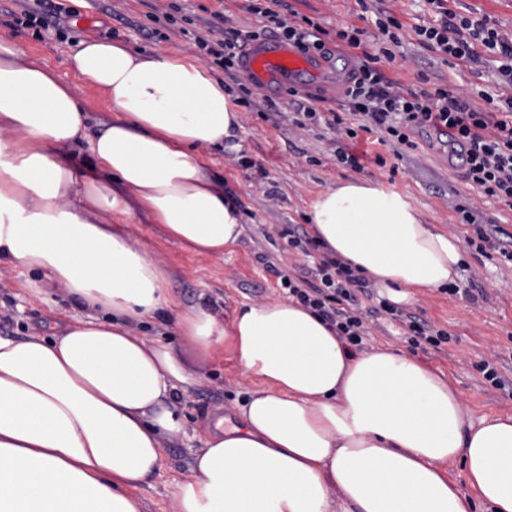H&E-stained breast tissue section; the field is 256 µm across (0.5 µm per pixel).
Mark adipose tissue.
Returning <instances> with one entry per match:
<instances>
[{
    "label": "adipose tissue",
    "instance_id": "obj_1",
    "mask_svg": "<svg viewBox=\"0 0 512 512\" xmlns=\"http://www.w3.org/2000/svg\"><path fill=\"white\" fill-rule=\"evenodd\" d=\"M68 62L111 120L92 122L40 60L0 44V264L38 269L96 311L48 336H0V512H142L133 490L182 429L176 398L220 348L256 386L206 432L175 512H472L448 474L457 461L493 512H512V416L470 421L421 362L351 353L296 302L246 304L224 325L174 312L166 270L128 226L145 215L204 255L238 245L239 207L204 153L237 137L240 113L222 80L170 51L82 40ZM309 220L395 297L458 276V238L393 187L341 182ZM170 314L183 354L129 329Z\"/></svg>",
    "mask_w": 512,
    "mask_h": 512
}]
</instances>
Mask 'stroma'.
<instances>
[{"mask_svg":"<svg viewBox=\"0 0 512 512\" xmlns=\"http://www.w3.org/2000/svg\"><path fill=\"white\" fill-rule=\"evenodd\" d=\"M300 17L310 19L323 31L328 50H336L338 31L348 26L364 29L365 43L376 32L373 20L364 16L374 9L375 0H288ZM245 0H71L74 10L65 34L54 28L55 17L48 5L36 0H0V41L18 49L21 57L36 58L51 68L57 79L73 88L77 98L94 120H104L110 108L106 99L85 85L71 70L68 56L82 40H113L137 49H166L187 60L200 63L222 79L239 100L242 128L231 146L207 151L211 170L224 180V190L239 204L244 234L233 250L221 256L198 254L180 241L169 238L159 225L137 216L129 232L133 244L169 271L166 288L178 310L197 306L209 308L219 321H229L242 305L283 299L277 279L260 261L269 255L282 268L302 272L311 258L280 252L270 236L274 225L297 224L308 227L311 202L322 191L360 173L334 157L332 134L322 126L298 128L283 121L269 107V101L245 91L242 74L227 76L212 58L199 51L196 38H211L214 12H223L227 27L262 32L259 18L244 8ZM46 14V27L17 24L27 9ZM389 8L403 28L402 59L380 62L384 74L404 87L420 89L426 78L442 73L452 92L476 96L493 92L497 82L494 63L454 65L443 62L437 53L419 43L414 28L435 20L425 0H391ZM415 148L395 158L376 134L363 132L354 143L368 162L364 179L382 182L404 191L424 215L426 223L450 235L471 236L470 226L460 223L449 207V196L477 207L488 218L512 231V205L486 196L468 184L460 154L434 133L415 134ZM383 164H376V157ZM252 167L241 166V158ZM261 164L265 179H257L254 164ZM460 278H473L491 295L490 302L472 303L462 296L437 290H415L403 305L448 331L450 338L441 351H423L409 342L404 331L388 318H371L365 351L392 348L413 357L453 384L472 421L496 416H512V398L485 383L478 366L492 363L512 380V262L497 252H479L464 247ZM74 309L65 289L43 279L32 269L16 264H0V336L22 339L32 334H51L62 326ZM198 381L189 396L176 402L184 423L183 431L164 441L163 467L136 491L143 512H173L177 482L190 479L189 463L202 442L198 426L221 407H230L244 398L251 383L243 375L239 361L219 352L200 362Z\"/></svg>","mask_w":512,"mask_h":512,"instance_id":"1","label":"stroma"}]
</instances>
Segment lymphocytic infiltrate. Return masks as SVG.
Returning a JSON list of instances; mask_svg holds the SVG:
<instances>
[{"mask_svg":"<svg viewBox=\"0 0 512 512\" xmlns=\"http://www.w3.org/2000/svg\"><path fill=\"white\" fill-rule=\"evenodd\" d=\"M437 13L434 23L416 27L420 44L443 58L477 64L491 58L496 64L499 82L495 93H482L480 101L453 95L446 84L429 89L411 90L388 78L379 69L382 61L395 62L401 46L398 36L403 24L390 10L378 7L375 27L382 44L377 53H364L358 73L347 90V115L321 112L304 106L290 120L296 125H324L332 130L333 153L340 163L363 171L364 156L349 148L359 132L374 133L381 145L394 157L414 148V134L422 130H447L451 145L459 146L464 157L465 178L485 195L512 203V31L490 24L488 19L454 12L445 0H428ZM283 0H252L249 13L258 16L264 26L278 29L279 36L310 54L322 53L325 43L318 26L303 27L281 14ZM498 108H489V101ZM461 223L472 227L479 251L493 250L512 261V232L494 220L484 218L474 207L453 203ZM283 249L309 255L312 268L295 274L267 263L266 268L279 280L289 297L334 326L338 336L353 347H360L368 333L366 320L388 315L400 323L412 341H424L439 350L448 340L446 331L435 328L426 319L378 297L366 278L343 264L323 243L307 230L291 224L279 230ZM370 307H363V300Z\"/></svg>","mask_w":512,"mask_h":512,"instance_id":"f902f5d3","label":"lymphocytic infiltrate"}]
</instances>
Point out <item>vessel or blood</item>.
<instances>
[{"instance_id": "obj_1", "label": "vessel or blood", "mask_w": 512, "mask_h": 512, "mask_svg": "<svg viewBox=\"0 0 512 512\" xmlns=\"http://www.w3.org/2000/svg\"><path fill=\"white\" fill-rule=\"evenodd\" d=\"M357 66V60L350 56L345 71H336L333 58L306 55L273 35L246 39L240 53L244 77L256 92L269 99L278 98L288 87L314 91L325 85L345 84Z\"/></svg>"}]
</instances>
